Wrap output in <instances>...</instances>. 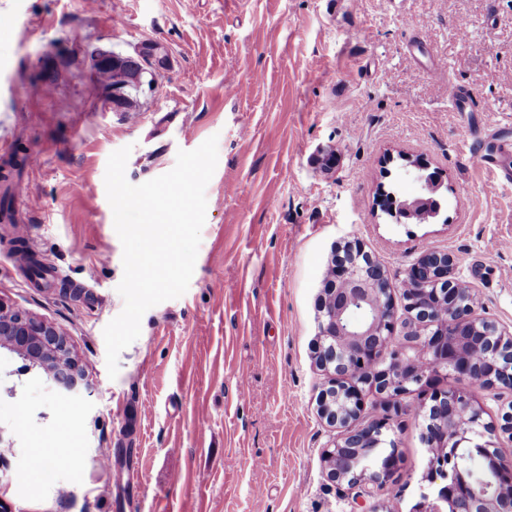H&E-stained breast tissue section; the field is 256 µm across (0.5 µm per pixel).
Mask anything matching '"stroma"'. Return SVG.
I'll return each mask as SVG.
<instances>
[{
	"label": "stroma",
	"mask_w": 512,
	"mask_h": 512,
	"mask_svg": "<svg viewBox=\"0 0 512 512\" xmlns=\"http://www.w3.org/2000/svg\"><path fill=\"white\" fill-rule=\"evenodd\" d=\"M146 42L168 55L154 90L132 111L105 109L89 50L131 56ZM229 83L243 96H226ZM463 93L482 109L455 107ZM475 132L492 150L512 138V0H0V195L14 215L0 220V302L64 330L94 387L63 399L0 351V500L13 512H421L433 486L419 392L396 406L368 396L402 457L392 482L326 476L339 432L318 413L317 300L345 243L383 266L398 300L432 247L452 254L480 315L512 332V182L470 165ZM212 136L189 287L145 312L109 378L103 331L124 301L108 157L131 146L137 185ZM328 148L331 171L318 163ZM402 155L447 186L442 219L380 211V187L412 189ZM45 448L74 456L42 467Z\"/></svg>",
	"instance_id": "obj_1"
}]
</instances>
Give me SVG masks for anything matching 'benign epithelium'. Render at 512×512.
<instances>
[{
	"label": "benign epithelium",
	"mask_w": 512,
	"mask_h": 512,
	"mask_svg": "<svg viewBox=\"0 0 512 512\" xmlns=\"http://www.w3.org/2000/svg\"><path fill=\"white\" fill-rule=\"evenodd\" d=\"M141 52L153 69L166 64L158 43H145ZM91 57L94 69H110L120 84L143 87V74L127 70L123 56L95 48ZM402 174L414 190L382 192V211L396 224L436 220L444 208L442 180L418 161L403 166ZM340 264L318 303L316 362L332 370L318 407L329 426L342 430L340 440L324 451L327 476L349 486L391 481L400 455L395 441L386 438L385 421L367 418L353 426L365 411L363 390L396 403L445 370L457 383L416 407L426 420L424 438L432 451L430 482L442 480L427 512H512V455L496 435L499 430L512 438V415L498 428L484 422L476 394L478 387L512 389V333L479 315L477 294L453 276V256L431 248L408 271L414 287L404 289L405 309L416 324L408 335L416 353L395 351L397 315L385 271L356 247L345 251ZM0 349L17 355L20 373L44 374L60 396L80 399L89 390L60 327L1 303Z\"/></svg>",
	"instance_id": "1"
}]
</instances>
